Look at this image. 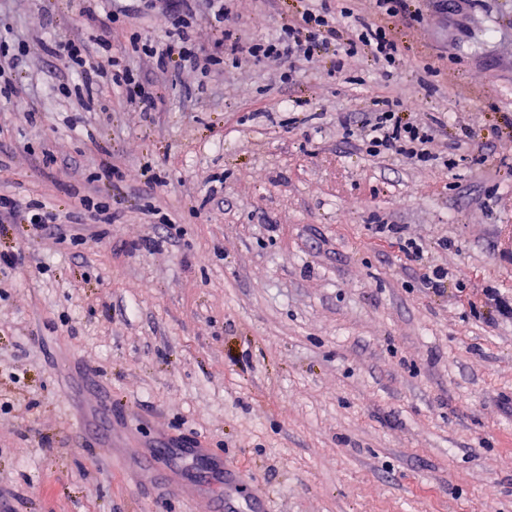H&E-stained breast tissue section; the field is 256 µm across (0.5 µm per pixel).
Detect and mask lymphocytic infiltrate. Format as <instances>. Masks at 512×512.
Wrapping results in <instances>:
<instances>
[{"label": "lymphocytic infiltrate", "instance_id": "obj_1", "mask_svg": "<svg viewBox=\"0 0 512 512\" xmlns=\"http://www.w3.org/2000/svg\"><path fill=\"white\" fill-rule=\"evenodd\" d=\"M206 3L208 19L224 41L223 53H211L192 43L188 29L197 16V6L193 0H168L166 9L174 13L175 19L166 41L152 43L136 38L131 42L133 51L153 57L160 69L173 60L207 69L243 51L257 60L284 62L299 57L308 59L318 48L330 43L348 54L363 53L387 75L400 61L398 44L385 27L359 16L353 17L351 27H343L342 18L350 15L349 9L344 7L337 11L327 6L316 11L305 10L299 18L285 24L275 39L243 48L232 30L225 26L230 14L226 0H206ZM62 50L82 89H92L106 78L112 87L125 91L129 96L137 95L146 107H155V96L145 91L138 73L130 67H123L109 75L100 65L96 52L87 44L71 40L63 45ZM360 128L361 140L369 155L377 156L391 151L420 164L432 159L426 145L433 137V127L412 120L402 103L379 101L377 110L362 119ZM21 209L25 210L26 220L33 231H46L57 239L80 243V235L69 233L66 225L55 223L44 203L22 208L10 198H0L1 215L11 216Z\"/></svg>", "mask_w": 512, "mask_h": 512}]
</instances>
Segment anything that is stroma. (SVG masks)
Segmentation results:
<instances>
[{
    "mask_svg": "<svg viewBox=\"0 0 512 512\" xmlns=\"http://www.w3.org/2000/svg\"><path fill=\"white\" fill-rule=\"evenodd\" d=\"M321 2L231 0L228 25L248 45ZM448 3L416 0L404 25L347 0L395 35L388 76L332 48L295 59L289 82L246 55L210 71L136 55L162 96L146 112L105 85L60 93L49 48L97 43L106 12L132 5L105 63L131 34L162 40L171 16L0 0V32L27 48L16 98L40 114L0 110V195L78 216L83 238L0 220V254L26 256L0 265V512H211L96 451L114 439L135 459L162 435L205 441L269 512H512V318L470 311L488 288L512 300V0ZM385 97L438 121L435 164L346 138ZM462 125L476 144L455 151ZM86 197L112 223L79 216ZM437 266L466 269V290L423 288ZM100 387L140 433L94 412Z\"/></svg>",
    "mask_w": 512,
    "mask_h": 512,
    "instance_id": "1",
    "label": "stroma"
}]
</instances>
